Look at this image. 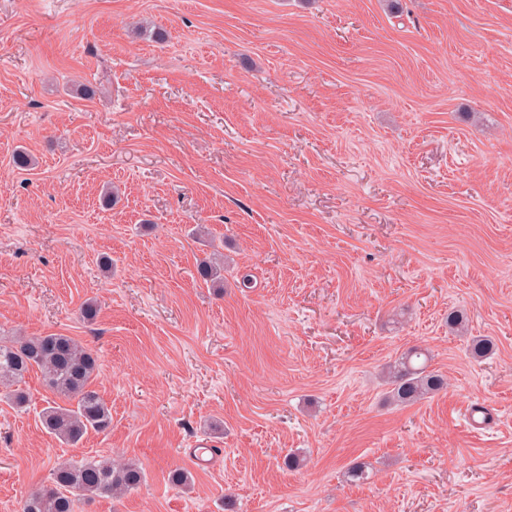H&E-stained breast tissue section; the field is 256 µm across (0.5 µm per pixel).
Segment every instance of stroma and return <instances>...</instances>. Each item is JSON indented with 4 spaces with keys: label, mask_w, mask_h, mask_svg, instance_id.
<instances>
[{
    "label": "stroma",
    "mask_w": 512,
    "mask_h": 512,
    "mask_svg": "<svg viewBox=\"0 0 512 512\" xmlns=\"http://www.w3.org/2000/svg\"><path fill=\"white\" fill-rule=\"evenodd\" d=\"M398 3L0 0V335L98 351L112 411L61 444L29 373L0 512L86 457L145 478L79 512H512V0ZM415 346L448 386L398 405Z\"/></svg>",
    "instance_id": "stroma-1"
}]
</instances>
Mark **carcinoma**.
<instances>
[{
    "label": "carcinoma",
    "mask_w": 512,
    "mask_h": 512,
    "mask_svg": "<svg viewBox=\"0 0 512 512\" xmlns=\"http://www.w3.org/2000/svg\"><path fill=\"white\" fill-rule=\"evenodd\" d=\"M224 265L206 261L198 268L203 281L224 287ZM429 353L413 348L389 365L390 396L412 404L447 388L444 375L428 369ZM37 369L56 395L41 412L43 427L56 439L74 446L89 431L102 432L112 424L111 409L91 388L99 370L97 352L74 338L51 333L0 337V384L12 385ZM144 472L138 463L114 465L94 458L69 460L56 466L52 482L28 496L22 512H75L81 498H114L140 487Z\"/></svg>",
    "instance_id": "1"
}]
</instances>
